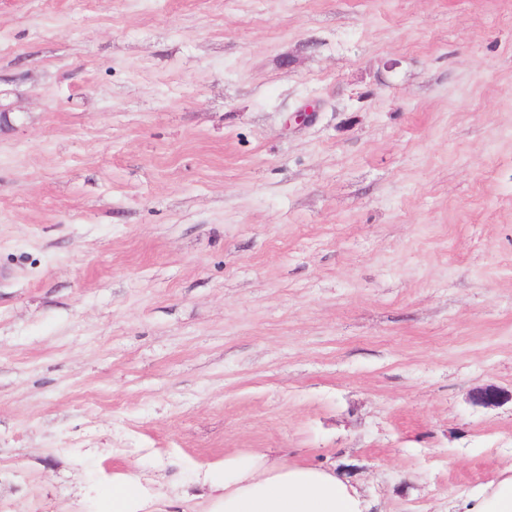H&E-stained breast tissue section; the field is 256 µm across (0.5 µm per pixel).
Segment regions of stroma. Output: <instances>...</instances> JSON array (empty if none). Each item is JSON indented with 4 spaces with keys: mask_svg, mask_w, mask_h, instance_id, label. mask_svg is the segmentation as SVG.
<instances>
[{
    "mask_svg": "<svg viewBox=\"0 0 512 512\" xmlns=\"http://www.w3.org/2000/svg\"><path fill=\"white\" fill-rule=\"evenodd\" d=\"M0 102V512L512 466V0H0ZM201 483L204 510L178 511L187 500L183 494L167 497L164 509L152 510L160 496L132 476H117L112 479V512H370L359 489L336 472L261 451L225 455Z\"/></svg>",
    "mask_w": 512,
    "mask_h": 512,
    "instance_id": "1",
    "label": "stroma"
}]
</instances>
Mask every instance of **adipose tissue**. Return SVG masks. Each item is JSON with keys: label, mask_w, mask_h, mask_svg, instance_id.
<instances>
[{"label": "adipose tissue", "mask_w": 512, "mask_h": 512, "mask_svg": "<svg viewBox=\"0 0 512 512\" xmlns=\"http://www.w3.org/2000/svg\"><path fill=\"white\" fill-rule=\"evenodd\" d=\"M204 512H369L359 489L315 464L261 451L225 455L202 478ZM155 497L131 476L112 481V512H152ZM460 512H512V467L462 500Z\"/></svg>", "instance_id": "adipose-tissue-1"}]
</instances>
